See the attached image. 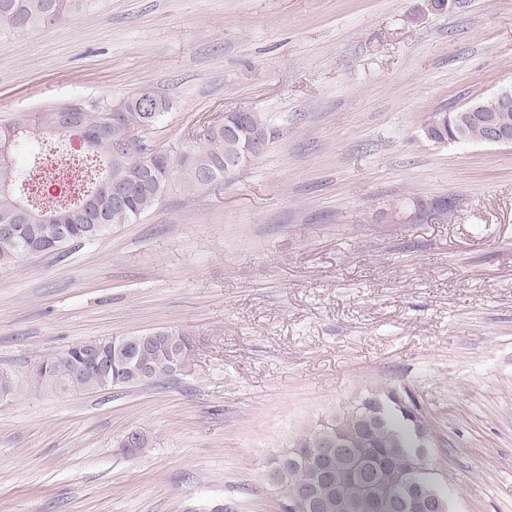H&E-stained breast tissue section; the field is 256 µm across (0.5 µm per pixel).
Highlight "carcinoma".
<instances>
[{
  "label": "carcinoma",
  "mask_w": 512,
  "mask_h": 512,
  "mask_svg": "<svg viewBox=\"0 0 512 512\" xmlns=\"http://www.w3.org/2000/svg\"><path fill=\"white\" fill-rule=\"evenodd\" d=\"M85 0H0V31L25 33L42 25L63 22L78 12ZM121 108L112 111L89 110L80 104L48 107L40 112H20L0 125V267L10 265L23 254H54L74 241L89 240L110 232L120 224H129L154 209L167 195L171 185L179 183L188 192L224 184V177L247 163L245 154L256 159L267 149L272 132L259 112L238 111L224 115L223 123L207 126L194 145L161 150L142 133L154 127L169 110L162 101L161 111L142 112L118 101ZM475 117L459 130L448 116L431 130L435 143L484 142L485 127L481 115L496 112L499 100L493 96L472 103ZM75 116L67 136H76L81 146L70 158L90 170L83 188L75 195L61 193L45 201V192L23 190V181L54 158L60 138L61 117ZM37 139V156L22 172L13 167L12 155ZM26 211L21 237L1 232L14 224L19 210ZM137 342L110 349L112 371L101 374L87 363L86 356L111 341L109 337L91 339L53 352L29 378L47 392L97 391L110 387H136L191 370L190 340L183 331L159 329L135 335ZM391 388L381 387L360 398L351 409L332 416L323 424L303 432L291 448L273 456L265 469V480L277 490L280 512H291L288 503L307 491L318 502V512H339L336 494L351 501L362 500L368 484L394 498H408L417 485L428 494L448 503L429 461L410 472L412 457L425 453L419 436L430 433L424 419L391 402ZM372 427L370 442L350 448L333 469L329 482L316 473V461L331 448L336 433L356 431L362 423ZM137 437L134 453L152 448L149 435L129 430ZM127 434V435H129ZM127 435L116 447L125 448Z\"/></svg>",
  "instance_id": "obj_1"
}]
</instances>
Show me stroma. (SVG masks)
<instances>
[{
  "label": "stroma",
  "mask_w": 512,
  "mask_h": 512,
  "mask_svg": "<svg viewBox=\"0 0 512 512\" xmlns=\"http://www.w3.org/2000/svg\"><path fill=\"white\" fill-rule=\"evenodd\" d=\"M88 0L0 33V123L151 87L163 149L242 109L274 133L222 186L0 268V512H279L267 459L412 389L450 512H512V147L422 128L512 84V0ZM448 208H441V201ZM172 328L189 372L49 393L32 367ZM132 428L153 449L115 442Z\"/></svg>",
  "instance_id": "1"
}]
</instances>
